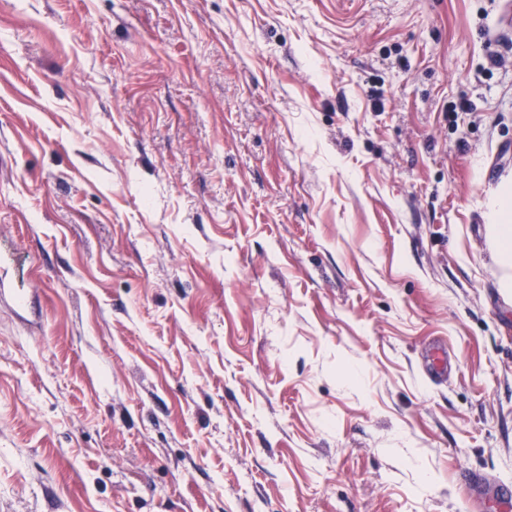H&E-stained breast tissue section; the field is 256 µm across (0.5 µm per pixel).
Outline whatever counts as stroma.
<instances>
[{
  "mask_svg": "<svg viewBox=\"0 0 512 512\" xmlns=\"http://www.w3.org/2000/svg\"><path fill=\"white\" fill-rule=\"evenodd\" d=\"M506 193L512 0H0V512H495ZM493 224L494 242L501 263L510 266L512 257V197L503 196L498 204Z\"/></svg>",
  "mask_w": 512,
  "mask_h": 512,
  "instance_id": "1",
  "label": "stroma"
}]
</instances>
